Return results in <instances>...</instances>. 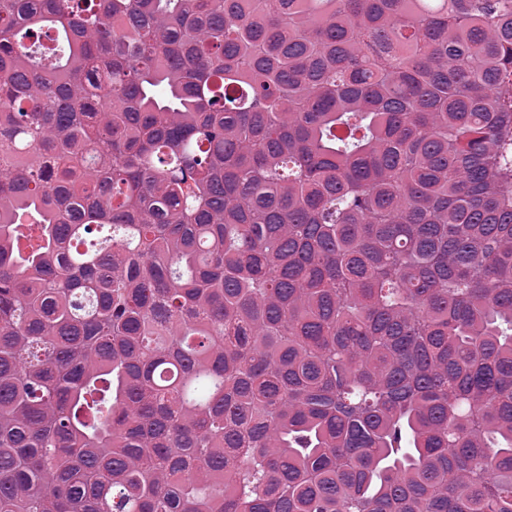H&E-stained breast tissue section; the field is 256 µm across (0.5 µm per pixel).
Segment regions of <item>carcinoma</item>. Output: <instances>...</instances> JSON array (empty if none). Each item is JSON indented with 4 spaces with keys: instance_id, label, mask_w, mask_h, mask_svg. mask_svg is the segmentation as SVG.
<instances>
[{
    "instance_id": "1",
    "label": "carcinoma",
    "mask_w": 512,
    "mask_h": 512,
    "mask_svg": "<svg viewBox=\"0 0 512 512\" xmlns=\"http://www.w3.org/2000/svg\"><path fill=\"white\" fill-rule=\"evenodd\" d=\"M0 512H512V0H0Z\"/></svg>"
}]
</instances>
